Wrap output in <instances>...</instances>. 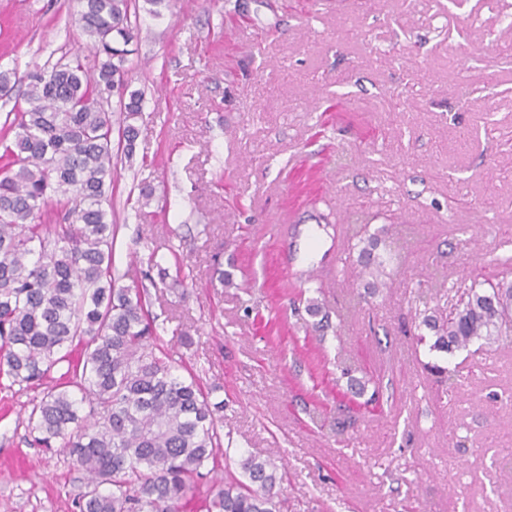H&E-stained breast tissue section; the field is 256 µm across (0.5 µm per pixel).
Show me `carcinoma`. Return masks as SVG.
<instances>
[{"instance_id":"cac0c4a2","label":"carcinoma","mask_w":512,"mask_h":512,"mask_svg":"<svg viewBox=\"0 0 512 512\" xmlns=\"http://www.w3.org/2000/svg\"><path fill=\"white\" fill-rule=\"evenodd\" d=\"M132 0H82L74 25L97 57L80 51L28 73L23 100L0 135V371L43 387L28 423L46 448L63 449L84 474L78 512H281L283 481L269 459L247 456L244 479L205 484L223 455L217 431L224 402L209 400L194 375L173 372L145 293L112 277V119L103 101L118 93L124 156L132 157L142 93L127 91ZM63 207L46 224L50 202ZM385 229L346 234L363 287L385 286L390 259L377 252ZM417 340L452 354L512 332V259L494 281L456 291L439 317L415 311ZM81 346L77 361L69 347ZM68 363L66 376L50 383Z\"/></svg>"}]
</instances>
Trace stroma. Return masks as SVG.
<instances>
[{"instance_id": "35a3bbf8", "label": "stroma", "mask_w": 512, "mask_h": 512, "mask_svg": "<svg viewBox=\"0 0 512 512\" xmlns=\"http://www.w3.org/2000/svg\"><path fill=\"white\" fill-rule=\"evenodd\" d=\"M80 8L0 0V70L22 84L77 50ZM137 15L144 102L133 158L112 157V271L146 287L177 373L223 402L231 459L284 464L287 512H512V341L447 356L413 325L418 295L449 308L453 282L512 254V0ZM329 213L387 227L388 288H363ZM310 265L321 283L301 278ZM368 371L379 405L350 413L336 392ZM39 397L0 375V512H77L82 473L28 428Z\"/></svg>"}]
</instances>
